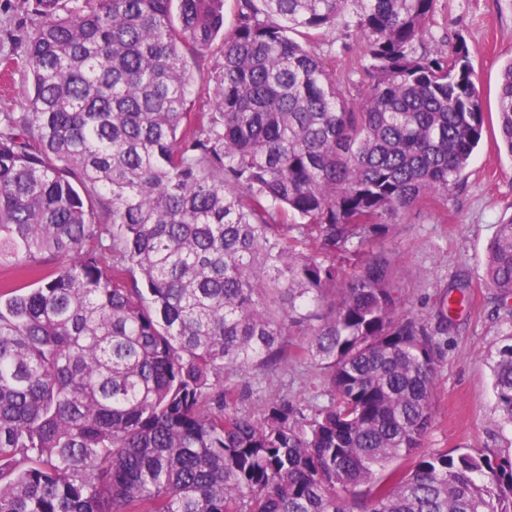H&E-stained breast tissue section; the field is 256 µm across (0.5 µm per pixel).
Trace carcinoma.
<instances>
[{
	"label": "carcinoma",
	"mask_w": 512,
	"mask_h": 512,
	"mask_svg": "<svg viewBox=\"0 0 512 512\" xmlns=\"http://www.w3.org/2000/svg\"><path fill=\"white\" fill-rule=\"evenodd\" d=\"M235 2L228 35L225 0H33L30 111L0 115V265L31 284L0 286V512H512L511 454L391 467L470 282L431 329L380 239L482 138L466 43L427 49L436 0ZM342 27L355 96L313 45ZM497 113L512 155V61ZM485 284L512 323V220ZM287 346L329 403L226 411L224 371ZM490 361L511 425L512 331Z\"/></svg>",
	"instance_id": "cac0c4a2"
}]
</instances>
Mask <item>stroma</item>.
I'll return each mask as SVG.
<instances>
[{
    "mask_svg": "<svg viewBox=\"0 0 512 512\" xmlns=\"http://www.w3.org/2000/svg\"><path fill=\"white\" fill-rule=\"evenodd\" d=\"M32 0H0V59L11 61V75L0 81V113L28 109L29 80L22 64L25 36L33 24ZM429 46L447 50L463 36L483 96V137L456 186L424 201L390 225L386 244L395 251L397 277L407 313L428 326L437 321L436 304L458 278L469 280L470 304L454 329L441 339L434 418L420 442V453L454 448H491L512 453V427L494 412L493 376L488 360L512 323L498 313L484 281V259L498 224L512 220V158L499 151L496 98L502 66L512 59V0H437L429 25ZM328 65L351 78V90L366 82L362 46L343 33L316 39ZM235 389L228 408L259 415L271 396L308 404L327 403L322 372L308 355L289 352L270 371L242 377L224 374Z\"/></svg>",
    "mask_w": 512,
    "mask_h": 512,
    "instance_id": "obj_1",
    "label": "stroma"
}]
</instances>
